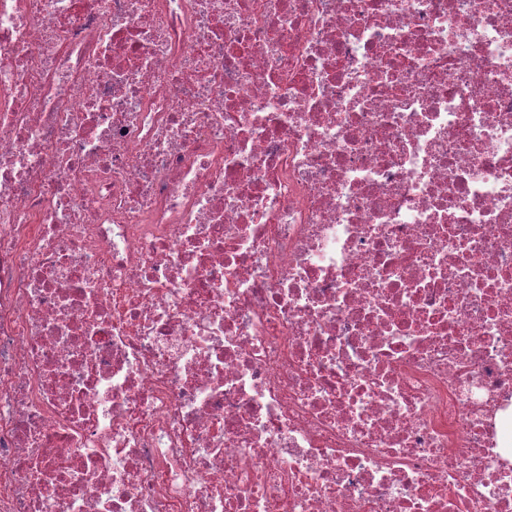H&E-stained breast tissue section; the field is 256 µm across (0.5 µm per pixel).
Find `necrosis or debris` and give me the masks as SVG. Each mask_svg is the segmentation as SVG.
<instances>
[{"mask_svg":"<svg viewBox=\"0 0 512 512\" xmlns=\"http://www.w3.org/2000/svg\"><path fill=\"white\" fill-rule=\"evenodd\" d=\"M512 0H0V512H512Z\"/></svg>","mask_w":512,"mask_h":512,"instance_id":"1","label":"necrosis or debris"}]
</instances>
